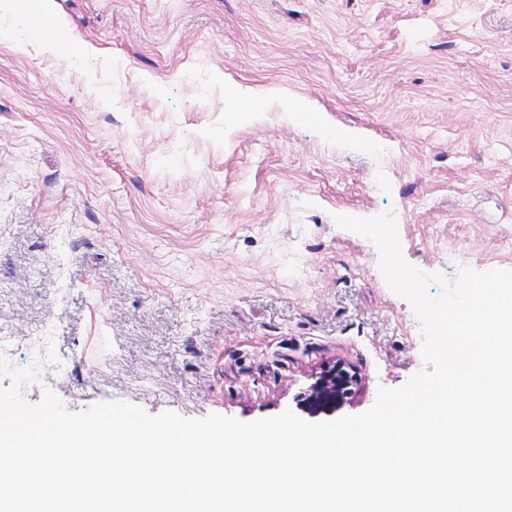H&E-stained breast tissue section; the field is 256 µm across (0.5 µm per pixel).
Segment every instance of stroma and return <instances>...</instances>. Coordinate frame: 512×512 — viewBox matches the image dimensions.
Returning a JSON list of instances; mask_svg holds the SVG:
<instances>
[{
	"label": "stroma",
	"instance_id": "obj_1",
	"mask_svg": "<svg viewBox=\"0 0 512 512\" xmlns=\"http://www.w3.org/2000/svg\"><path fill=\"white\" fill-rule=\"evenodd\" d=\"M0 0V346L77 413L310 422L428 370L379 252L512 269V0ZM252 98L256 110L239 106ZM343 363L333 408L308 389ZM22 2H25L24 7H26L30 15L29 35L31 37L34 36L51 51L61 50L63 38L57 27H43L40 30L38 28H32L38 16L49 13V1L28 0Z\"/></svg>",
	"mask_w": 512,
	"mask_h": 512
}]
</instances>
